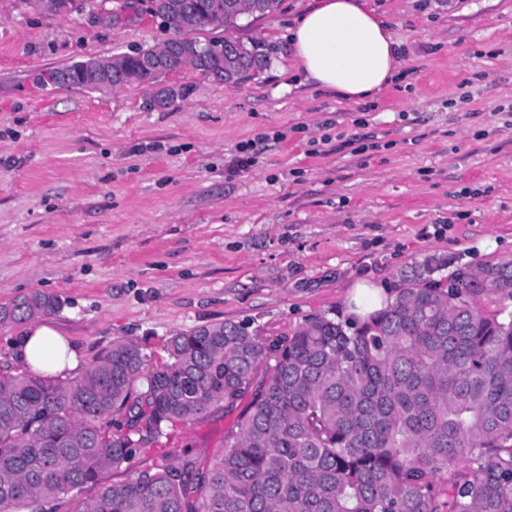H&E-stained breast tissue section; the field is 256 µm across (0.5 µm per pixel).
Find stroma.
Listing matches in <instances>:
<instances>
[{
    "label": "stroma",
    "instance_id": "35a3bbf8",
    "mask_svg": "<svg viewBox=\"0 0 512 512\" xmlns=\"http://www.w3.org/2000/svg\"><path fill=\"white\" fill-rule=\"evenodd\" d=\"M123 2L59 17L0 0V304L59 296L50 321L81 366L132 339L156 367L170 336L224 321L270 344L432 256L512 262V0H369L399 69L360 103L294 61L289 30L314 0L232 29L262 45L260 75L182 68L164 109L137 84H44L172 37ZM244 143L256 163L229 173ZM234 420L219 406L175 424L135 463L187 444L215 459Z\"/></svg>",
    "mask_w": 512,
    "mask_h": 512
}]
</instances>
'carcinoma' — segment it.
Segmentation results:
<instances>
[{
    "label": "carcinoma",
    "instance_id": "1",
    "mask_svg": "<svg viewBox=\"0 0 512 512\" xmlns=\"http://www.w3.org/2000/svg\"><path fill=\"white\" fill-rule=\"evenodd\" d=\"M189 2L193 32L282 6ZM198 50L194 69L221 83L269 64L231 35ZM152 52L122 70L158 82L141 72ZM490 291L512 298V262L429 257L396 274L383 309L314 316L274 344L225 321L170 337L156 369L119 340L65 380L0 371V512H60L87 487L72 512H512V309L481 308ZM61 307L35 291L1 305L0 326ZM246 396L211 466L184 448L106 483L169 427Z\"/></svg>",
    "mask_w": 512,
    "mask_h": 512
}]
</instances>
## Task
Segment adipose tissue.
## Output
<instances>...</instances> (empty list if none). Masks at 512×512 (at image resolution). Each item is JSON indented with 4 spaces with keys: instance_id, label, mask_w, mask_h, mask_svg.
<instances>
[{
    "instance_id": "ef3b65f1",
    "label": "adipose tissue",
    "mask_w": 512,
    "mask_h": 512,
    "mask_svg": "<svg viewBox=\"0 0 512 512\" xmlns=\"http://www.w3.org/2000/svg\"><path fill=\"white\" fill-rule=\"evenodd\" d=\"M291 43L308 79L347 100L379 93L398 66L393 36L367 0H318L301 16ZM16 360L62 378L78 373L80 365L68 340L43 321L29 323Z\"/></svg>"
}]
</instances>
